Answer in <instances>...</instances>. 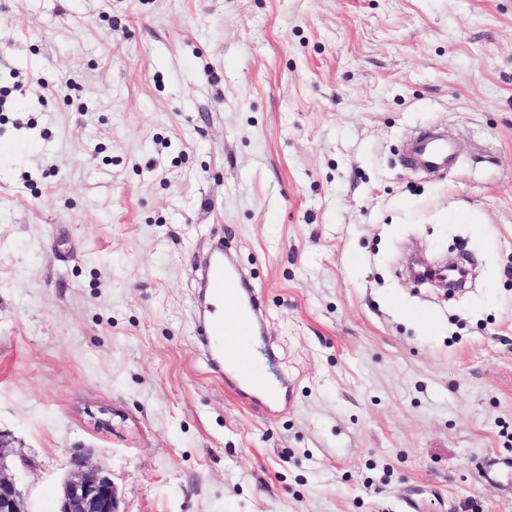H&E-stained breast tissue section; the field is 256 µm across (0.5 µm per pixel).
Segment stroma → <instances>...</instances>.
<instances>
[{
  "instance_id": "35a3bbf8",
  "label": "stroma",
  "mask_w": 512,
  "mask_h": 512,
  "mask_svg": "<svg viewBox=\"0 0 512 512\" xmlns=\"http://www.w3.org/2000/svg\"><path fill=\"white\" fill-rule=\"evenodd\" d=\"M0 87L26 512L78 455L119 512H512V0H0ZM435 126L432 178L403 152ZM219 243L266 304L274 417L196 335ZM404 163L430 173L450 170L455 162V149L447 134L437 131L417 133L408 144Z\"/></svg>"
}]
</instances>
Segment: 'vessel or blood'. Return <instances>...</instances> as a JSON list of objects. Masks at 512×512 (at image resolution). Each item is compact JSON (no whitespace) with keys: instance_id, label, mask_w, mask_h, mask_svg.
<instances>
[{"instance_id":"obj_1","label":"vessel or blood","mask_w":512,"mask_h":512,"mask_svg":"<svg viewBox=\"0 0 512 512\" xmlns=\"http://www.w3.org/2000/svg\"><path fill=\"white\" fill-rule=\"evenodd\" d=\"M404 162L430 173L445 172L455 162L454 145L441 132L417 133L406 148ZM203 278L207 313L197 327L203 348L239 394L264 405L269 413H279L288 404L290 387L285 382L270 383L263 361L253 354L252 339L262 329V311L254 289L219 255L206 263Z\"/></svg>"}]
</instances>
